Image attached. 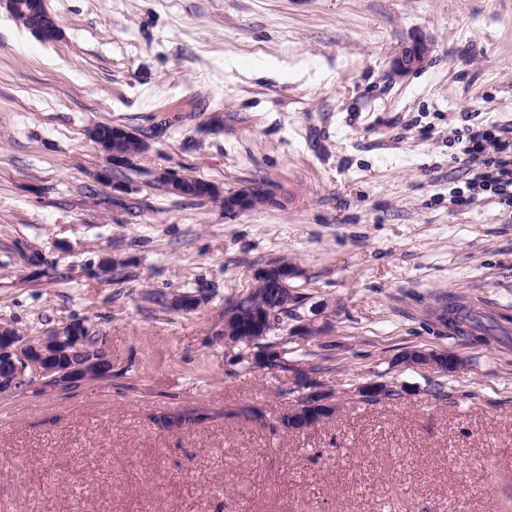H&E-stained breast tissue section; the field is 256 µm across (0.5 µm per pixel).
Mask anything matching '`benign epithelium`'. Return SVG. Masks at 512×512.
<instances>
[{"label": "benign epithelium", "instance_id": "obj_1", "mask_svg": "<svg viewBox=\"0 0 512 512\" xmlns=\"http://www.w3.org/2000/svg\"><path fill=\"white\" fill-rule=\"evenodd\" d=\"M9 9L20 10L37 20L30 30L45 41H53L60 35L59 26L48 12L45 0H8ZM429 53L425 40L414 39L399 49L393 59L392 71L404 76L417 69ZM134 136V132L118 127L106 136L99 126L89 130V137L103 150L110 168L97 175L100 182L108 184L113 201H121L133 192V186L113 176L116 170H122L135 163V159L117 149L125 139ZM156 178L167 183L173 193L185 194L186 186L181 175L168 170L159 171ZM252 187L243 186L224 193V214L232 216L249 209L252 202ZM252 277L270 283L272 300L266 310L254 318L250 327L252 335L266 337L278 326V318L283 310L297 304L303 312L292 321L289 327L294 340H309L328 331L332 323L327 307L323 303L308 305V300L296 302L300 292L294 285L299 277L298 270L289 265H267L257 269ZM203 298L192 292L174 293L168 299V308L175 313H189L200 307ZM242 331L239 320L232 310L224 311V340L237 337ZM254 369L278 371L283 361V351L278 343H270L260 351L247 354ZM397 363L412 368L432 367L440 372L452 371L460 366V360L446 352L412 349L401 355ZM295 380L304 389L297 404L283 412L287 416L282 429L286 433H303L321 424L326 415L334 411L331 393L306 370L293 371ZM31 376L42 386L53 390H71L91 382L112 377V355L102 346L90 339L85 325L72 321L62 327L45 331L36 339L19 335L12 327L0 325V395L18 388L20 382Z\"/></svg>", "mask_w": 512, "mask_h": 512}]
</instances>
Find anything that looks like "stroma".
Here are the masks:
<instances>
[{"instance_id":"obj_1","label":"stroma","mask_w":512,"mask_h":512,"mask_svg":"<svg viewBox=\"0 0 512 512\" xmlns=\"http://www.w3.org/2000/svg\"><path fill=\"white\" fill-rule=\"evenodd\" d=\"M44 41L0 0V324L79 319L112 376L0 396V512H512V207L459 208L453 128L512 121V0H47ZM421 37L420 67L391 77ZM126 206L97 180L89 128L150 130ZM165 169L272 204L235 216L169 193ZM333 310L336 412L275 416L292 375L244 371L224 299L275 260ZM201 291L190 313L157 291ZM448 295L499 322L442 328ZM440 350L451 373L394 366ZM378 379L408 395L361 401ZM443 396H436L435 384ZM167 412H195L186 430Z\"/></svg>"}]
</instances>
